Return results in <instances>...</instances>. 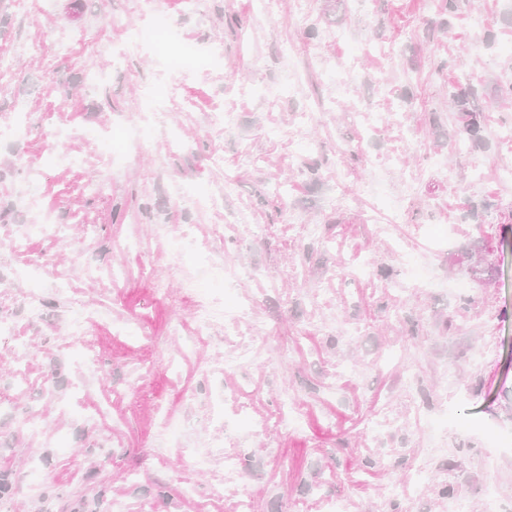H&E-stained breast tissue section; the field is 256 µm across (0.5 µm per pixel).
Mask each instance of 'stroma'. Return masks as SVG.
Wrapping results in <instances>:
<instances>
[{
	"instance_id": "35a3bbf8",
	"label": "stroma",
	"mask_w": 512,
	"mask_h": 512,
	"mask_svg": "<svg viewBox=\"0 0 512 512\" xmlns=\"http://www.w3.org/2000/svg\"><path fill=\"white\" fill-rule=\"evenodd\" d=\"M182 43L216 41L224 69L197 61L192 79L170 85V121L179 140L141 125L145 87L170 66L169 46L156 43L142 0H54L51 11H17L0 0V48L15 60V78L0 91V114L26 112L34 126L64 114L63 162L43 167L38 139L21 145L0 140V165L24 152L40 166L33 188L45 208L67 223L69 242L40 235L60 265L75 276L84 308L111 307L112 319L89 324L82 343L101 370L88 373L67 352L65 302L53 297L26 336L0 334V472H10L15 495L7 512H226L211 474L221 461L195 466L162 447L165 418L177 419L186 444L223 441L238 430L239 406L253 419L281 412L282 396L305 416L299 429L283 424L265 436L242 438L241 466L252 493V512H325L340 501L346 512H443L442 486L455 489L462 512H485L480 489L496 485L512 500V456L490 464L483 427L512 431V246L497 229L512 220V184L495 172L512 158V142L497 135L512 124V102L501 86L512 83V0H468L450 31L427 28L431 0H275L271 13L252 0H155ZM319 36L307 37L310 26ZM495 37L474 48L478 33ZM142 42L126 53V34ZM345 40H338L337 32ZM360 42L359 76L337 91L327 72ZM107 70L104 82L85 80L87 63ZM56 82L41 89L43 72ZM470 84L484 110L485 140L456 151L457 126L448 116V91ZM282 87L270 104L242 87ZM233 108L231 133L211 130L207 115ZM311 113L303 121V113ZM385 113L372 123L370 115ZM313 140L326 164L316 179L305 174L307 155L276 129ZM111 154L112 165L99 161ZM224 158L223 172L209 158ZM484 175L475 178V166ZM111 180L107 196L86 193L97 171ZM344 181H337V171ZM236 180L223 214L184 206L173 182L220 192L225 175ZM405 192L393 232L374 216L367 186ZM238 221L239 239H219L213 225ZM95 227L84 237V225ZM200 225L202 252L181 237ZM312 263L302 264L306 249ZM429 252L443 285L395 289L403 278L400 249ZM184 252L213 294L255 303L257 327L284 352L277 369L260 363L223 376L203 374L220 356L224 333L196 335L190 305L157 297L152 278L177 285L168 267ZM261 268L266 277L227 284L206 270L209 261ZM371 279L357 276L360 265ZM393 272L383 279L381 269ZM462 281L463 291H448ZM356 331L344 338L331 317ZM418 363L420 380L406 389L403 359ZM368 366L365 386L329 392L337 362ZM54 370L59 382L45 391L39 376ZM464 387L473 433L449 435L435 456L422 505L392 504L381 467L398 461L399 480L411 476L422 428L413 408L438 413L447 391ZM383 407L397 413L403 431L379 442L365 425ZM35 417L34 429L22 414ZM110 451L112 464L99 455ZM42 467L41 487L27 489L29 467Z\"/></svg>"
}]
</instances>
